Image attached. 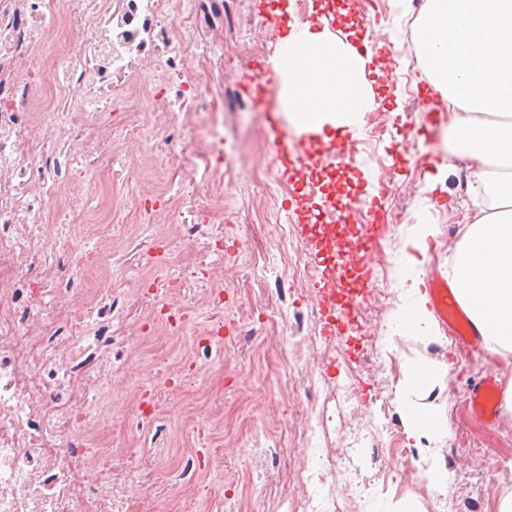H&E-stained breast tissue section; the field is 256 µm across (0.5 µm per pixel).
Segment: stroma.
Masks as SVG:
<instances>
[{
    "label": "stroma",
    "instance_id": "35a3bbf8",
    "mask_svg": "<svg viewBox=\"0 0 512 512\" xmlns=\"http://www.w3.org/2000/svg\"><path fill=\"white\" fill-rule=\"evenodd\" d=\"M266 2L229 0L224 9L227 15H239L242 26L266 34V45L270 48L292 24L301 20L314 23L325 8V0H306V16L301 19L289 9V0H280L285 6L284 15L269 34L265 23L271 13ZM408 12L406 0H340L334 7L336 23L331 31L352 47H359L364 16L375 14L380 18L379 43L396 47L403 35L401 21ZM373 59L376 68L367 72L366 80L379 105L375 118L385 126V134L373 138L367 126H360L351 134L358 147L352 158H339L326 165H305L288 179L275 176L271 185L275 205L264 211L263 223L224 240L225 252L233 254L243 250L247 237L259 239L269 233L277 238L269 266H280L285 257L311 266L310 290L297 301L301 307L310 302L327 303L332 294L340 299L366 295L377 279L392 288L410 272L425 278L446 271L451 246L463 234L462 219L488 212L490 193L460 188L461 170L470 166L471 161L452 156L446 149L445 131L451 123L450 114L425 76L419 57L406 55L395 61L378 52ZM258 66V61L249 62L229 76L224 86V96L232 111L227 118L224 156H235L238 131L246 127L261 161L273 166L277 159L265 113L255 107L241 113L236 110L239 99L246 95V78ZM426 99L432 101L433 112L412 111V102ZM388 183L416 192L408 213L398 219L393 216L395 200L384 189ZM334 186L340 187L344 195L359 199L364 206L378 204L386 213L387 232L374 243L371 252L387 254L389 265H366L358 254L346 251L347 241L357 237L359 226L345 211L331 207L328 192ZM417 224L435 225L436 235L430 241L425 262L412 267L407 260L411 252L408 240ZM361 325L358 333L350 329L332 334L322 328L317 331L319 340L329 342L331 348L316 364L313 375L329 383L347 384L345 361L365 353L370 337H381L389 354L384 377H362L357 401H340L328 409L329 428L355 439L352 447L336 450L338 512H387L395 499L407 501L416 512H498L499 503L512 497V410L500 406L496 427L480 434L495 468H486L480 462L469 466L456 464L447 442L432 443L454 492L453 499L447 500L439 490L426 485L420 454L405 437L397 386L404 357L420 354L446 363L448 371L461 376L456 391H449L443 381L428 390L424 400L440 412L452 407L461 413L470 383L490 366H498L506 374L503 390L512 392V353L492 357L479 350L455 359L448 338L427 343L397 334L390 316L375 322L365 319ZM306 360L307 350L303 347L298 350L297 361L288 363L283 354L262 346L245 366L225 372L224 389L231 394L224 405L226 433L248 445L253 437L239 433L238 420L250 421L259 431L270 425L285 426L289 433L282 439L284 447L293 449L299 457H308L310 450L298 438L297 430L305 421L316 418L320 406L294 396L295 390L307 383ZM284 391L292 394L284 412L269 416L267 404L276 401ZM202 484L209 495L192 505L191 512H229L238 500L248 512H282L277 499L260 489L228 484L220 476L204 477Z\"/></svg>",
    "mask_w": 512,
    "mask_h": 512
}]
</instances>
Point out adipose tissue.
<instances>
[{
  "mask_svg": "<svg viewBox=\"0 0 512 512\" xmlns=\"http://www.w3.org/2000/svg\"><path fill=\"white\" fill-rule=\"evenodd\" d=\"M417 38L422 66L449 109L464 117L452 127L456 154L482 165L481 183L499 197L494 214L468 224L457 244L451 283L490 356L512 351V0H427ZM287 116L301 131L355 127L372 108L368 61L329 29L292 27L275 47ZM422 279L401 284L392 325L423 341L439 335ZM416 355L401 365L398 398L406 438L419 447L429 487L445 486L438 457L421 445L447 430L420 395L442 374Z\"/></svg>",
  "mask_w": 512,
  "mask_h": 512,
  "instance_id": "obj_1",
  "label": "adipose tissue"
}]
</instances>
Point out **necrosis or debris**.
I'll return each mask as SVG.
<instances>
[{"label":"necrosis or debris","instance_id":"1","mask_svg":"<svg viewBox=\"0 0 512 512\" xmlns=\"http://www.w3.org/2000/svg\"><path fill=\"white\" fill-rule=\"evenodd\" d=\"M262 51H225L224 0H0V512H186L203 471L223 472L211 337L242 268L214 255L232 178L212 160L224 67ZM309 276L298 263L258 283L271 345L293 330L289 281ZM174 425L172 482L159 452ZM141 430L153 450L136 457ZM268 452L262 485L289 512H336L308 492L335 475V448L319 467L285 465L277 439Z\"/></svg>","mask_w":512,"mask_h":512}]
</instances>
